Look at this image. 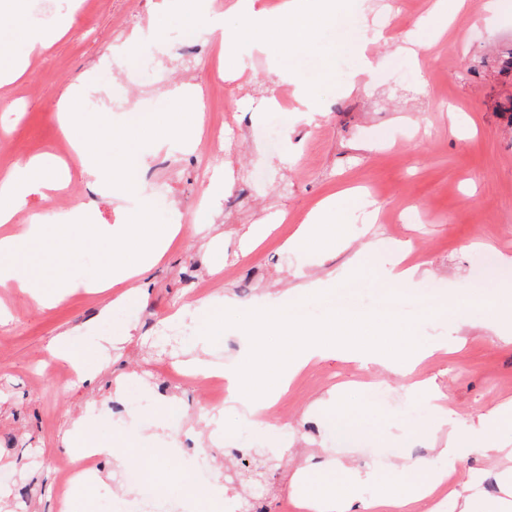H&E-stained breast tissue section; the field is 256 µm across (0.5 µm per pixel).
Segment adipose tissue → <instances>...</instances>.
Wrapping results in <instances>:
<instances>
[{
    "mask_svg": "<svg viewBox=\"0 0 512 512\" xmlns=\"http://www.w3.org/2000/svg\"><path fill=\"white\" fill-rule=\"evenodd\" d=\"M358 2L284 0L273 10L265 0H236L241 24L233 28L226 27L223 14L209 12L203 0H189V8L200 15L211 33L220 35L226 46L246 41L260 49L275 46L291 50L307 46L316 30L335 19L337 8L354 7ZM76 157L93 182L111 181L112 193L119 198L135 192L133 174L145 163L140 154H120L124 174L115 183L111 180L110 169L101 164L97 155L80 151ZM68 174L67 166L51 155L14 164L0 177V223L11 222L15 213L25 205L33 187L57 188ZM28 230L30 240L48 238L53 241L58 265L63 268L69 262L78 236L94 237L107 229L93 223L88 214L78 210L68 220L54 224L43 223L40 215H32ZM107 231L117 247L112 251L111 261L84 281V288L94 292H103L118 284L138 283L164 255L169 243L182 233L183 227L154 223L153 209L145 203L132 213L129 223L112 225ZM342 239L338 217L326 202L313 212L307 224L301 225L285 240L284 247L301 253L322 252L335 248ZM22 250L23 244L18 237H0V286L21 288L41 309L55 307L71 292L72 283L62 274L51 284L21 275L18 260ZM315 288V282L303 281L287 296L260 302L254 309L253 333L243 349L244 356L253 358V365L244 366L242 359L224 365V377L228 382L226 405L244 407L253 423L263 426L269 433L279 429L278 424L264 419L273 395L287 388L310 362L335 350L350 331L346 319L333 314L310 329L302 326L299 318L289 312V302L307 299ZM273 328L283 333L285 344L277 355L271 356L262 346L261 335ZM442 348L439 342L419 345L402 360L381 347L355 344L351 347L350 357L408 377L410 390L427 395L435 421L442 427L448 423L447 396L435 390L429 379L415 377L420 364ZM507 421L512 423V404L487 409L477 414L470 434H449L445 446L437 449L433 457L404 465L384 480L372 471L347 472L344 480L325 484L317 494H300V505L306 512H413L414 507L428 506L434 494L447 485L449 475L463 457L475 454L496 462L512 460V448L497 445L495 440L497 429ZM369 484L374 490L367 495L363 488Z\"/></svg>",
    "mask_w": 512,
    "mask_h": 512,
    "instance_id": "adipose-tissue-1",
    "label": "adipose tissue"
}]
</instances>
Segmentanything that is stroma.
I'll return each mask as SVG.
<instances>
[{
    "instance_id": "1",
    "label": "stroma",
    "mask_w": 512,
    "mask_h": 512,
    "mask_svg": "<svg viewBox=\"0 0 512 512\" xmlns=\"http://www.w3.org/2000/svg\"><path fill=\"white\" fill-rule=\"evenodd\" d=\"M487 0H465L442 25L435 0H368L364 9L342 11L341 31L325 27L304 51L270 58L241 44L232 55L237 75H224L219 36L200 28L180 0H95L71 11L70 0H22V13L47 24L72 16L69 32L49 50L29 54L14 19L0 17V67L30 56L27 73L0 101V172L15 162L57 151L63 135L58 102L76 82L110 84L103 55L157 21L156 38L123 56L120 67L132 95L149 111L180 109L176 88L194 85L207 93L193 148L176 138L126 139L135 120L124 99L96 112L80 111L70 135L101 152L109 138L126 139L147 164L137 194L116 200L109 187H92L75 156L71 179L57 190L32 193L9 233H22L28 213L49 202L85 205L97 223L125 224L141 203H150L156 223L185 224L163 258L142 280L144 293L123 300L124 286L103 293L79 288L57 307L39 310L18 288H0V471L18 475L0 483V512H128L137 501L115 464V455L137 460L142 413L159 414V450L151 512L187 504L190 512H224L223 501L188 494L185 480L224 481V460L243 454L248 466L276 457L277 475L265 499L266 512L296 507L293 476L304 472L306 491L326 479L321 451L359 470L402 464L442 447L448 430L468 432L476 414L512 401V344L495 330L497 295L512 285V76L497 59L512 47V0L492 13ZM384 41L369 42L371 30ZM193 32L196 54L184 56L182 36ZM429 48L416 52L418 42ZM374 67L362 73L363 57ZM287 72L280 82L279 72ZM315 89L302 102L297 87ZM335 197L346 247L319 253L285 251L283 242L304 224L319 202ZM411 242L422 271L408 288L393 292L382 270ZM104 233L82 242L67 269L80 281L112 254ZM318 283L316 299L304 303L307 324L346 310L369 314L368 334L382 333V302L404 300L396 343L409 355L414 342L436 339L461 344L457 353L427 359L421 374L434 378L450 398L447 428L435 429L426 398L407 393L406 379L379 366L362 367L343 353L328 354L304 368L267 411L278 434L233 411H225L224 438L214 441L211 406L194 385L168 380L169 364L193 357L208 345L222 358L239 355L252 305L264 295L289 291L300 280ZM208 292L212 315L195 322L188 306L193 288ZM476 288L469 301L461 289ZM236 304L223 306L224 296ZM451 306L457 320L429 315ZM190 322V335L171 344L164 334L176 311ZM78 329L76 348L93 379L46 376L48 345ZM111 337L98 346V338ZM384 389L368 397V381ZM336 389L345 412L334 419L321 402ZM87 419L97 439L111 443L100 477L61 496L59 466L70 458L75 424ZM344 426L347 438L336 436Z\"/></svg>"
}]
</instances>
